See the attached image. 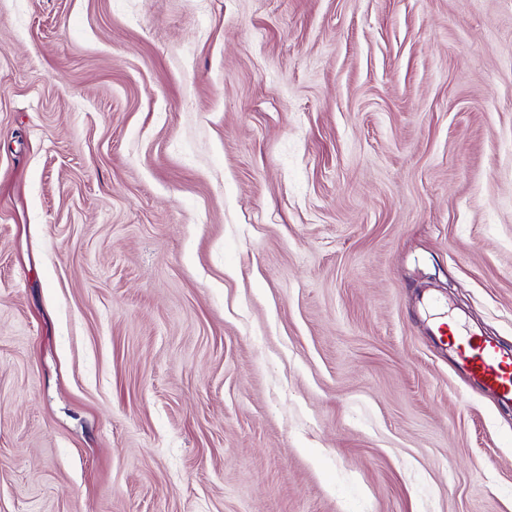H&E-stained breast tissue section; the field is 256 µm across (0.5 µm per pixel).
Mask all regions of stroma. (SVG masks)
I'll use <instances>...</instances> for the list:
<instances>
[{"label":"stroma","instance_id":"35a3bbf8","mask_svg":"<svg viewBox=\"0 0 512 512\" xmlns=\"http://www.w3.org/2000/svg\"><path fill=\"white\" fill-rule=\"evenodd\" d=\"M512 0H0V512H512ZM443 325L437 331L448 339L442 342L453 349L457 366L501 403L512 404V351L505 352L475 333L447 334Z\"/></svg>","mask_w":512,"mask_h":512}]
</instances>
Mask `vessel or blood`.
Here are the masks:
<instances>
[{"instance_id": "1", "label": "vessel or blood", "mask_w": 512, "mask_h": 512, "mask_svg": "<svg viewBox=\"0 0 512 512\" xmlns=\"http://www.w3.org/2000/svg\"><path fill=\"white\" fill-rule=\"evenodd\" d=\"M448 343L461 370L501 403L512 404V351L471 332L449 335Z\"/></svg>"}]
</instances>
